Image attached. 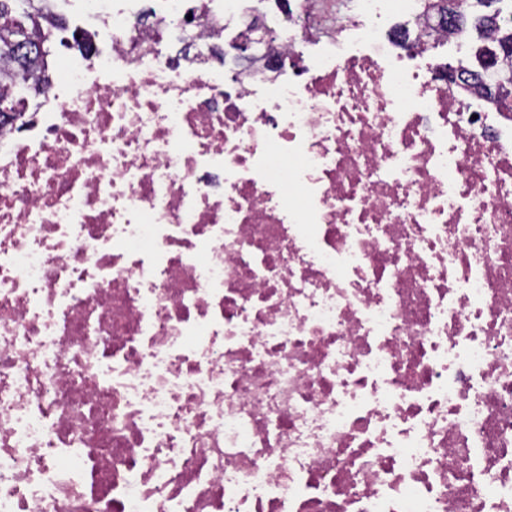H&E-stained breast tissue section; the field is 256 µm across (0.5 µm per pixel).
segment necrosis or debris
Masks as SVG:
<instances>
[{
	"label": "necrosis or debris",
	"mask_w": 512,
	"mask_h": 512,
	"mask_svg": "<svg viewBox=\"0 0 512 512\" xmlns=\"http://www.w3.org/2000/svg\"><path fill=\"white\" fill-rule=\"evenodd\" d=\"M138 2L0 125V512H512V113L461 32L354 0L240 66V0ZM441 70L448 75V82L452 85L463 87L465 82L469 83L470 80L479 81L489 86L494 97L499 99L500 102L512 96V69L510 72L500 71L501 73L511 75V77L500 75L495 69L493 57L487 58L485 64L481 65V69L477 71L465 72L460 68V65L454 66L450 63L441 67Z\"/></svg>",
	"instance_id": "1"
}]
</instances>
